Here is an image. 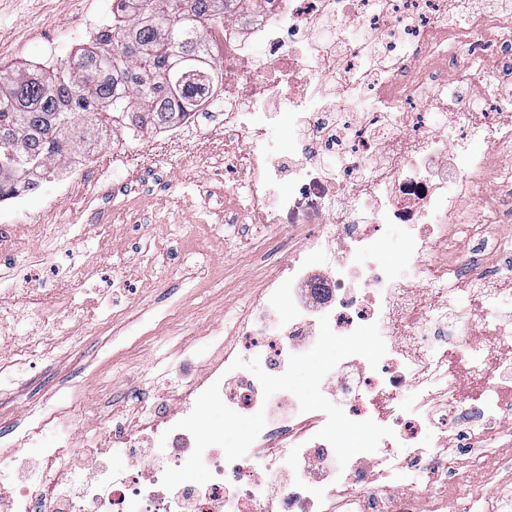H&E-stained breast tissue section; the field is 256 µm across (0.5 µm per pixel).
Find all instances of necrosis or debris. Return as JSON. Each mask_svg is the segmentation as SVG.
Masks as SVG:
<instances>
[{
	"label": "necrosis or debris",
	"instance_id": "obj_1",
	"mask_svg": "<svg viewBox=\"0 0 512 512\" xmlns=\"http://www.w3.org/2000/svg\"><path fill=\"white\" fill-rule=\"evenodd\" d=\"M475 2L261 0L217 27L221 78L205 92L206 118L162 134L193 141L202 155L223 136L224 170L241 176L228 186L225 223H283L310 250L270 276L273 296L255 301L232 329L234 343L217 346L207 377L182 382L177 398L187 406L203 393L226 416L287 425L228 451L189 413L141 402L108 434L131 464L86 473L73 465L81 448L65 439L44 449L37 468L12 441L0 452V497L13 512H446L456 496L469 497L473 512H512L511 497L485 488L512 461V251L495 233L512 222V168L496 159L512 145V0L488 10ZM490 57L496 68L480 71ZM281 122L285 162L270 134ZM138 153L130 143L105 163L77 157L62 186L99 181ZM397 224L408 244L401 271L375 257ZM465 229L470 246L461 252ZM10 248L0 232V329L16 321L6 298L20 293L41 307L30 333L0 344V390L48 351L42 325L51 314L75 315L58 295L91 275L69 250L43 293ZM488 250L503 254L490 270ZM336 253L340 261L315 276L318 257ZM281 292L292 300L284 313L274 299ZM369 329L385 343L323 368L320 389L341 407L311 414L299 392L269 396L315 340ZM240 341L267 360L268 378L238 373ZM340 419L381 456L346 459ZM258 456L287 464L291 478L262 483ZM408 469L424 471V482L398 485ZM176 470L190 481L174 482Z\"/></svg>",
	"mask_w": 512,
	"mask_h": 512
}]
</instances>
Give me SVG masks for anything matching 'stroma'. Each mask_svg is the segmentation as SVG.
Listing matches in <instances>:
<instances>
[{"label": "stroma", "mask_w": 512, "mask_h": 512, "mask_svg": "<svg viewBox=\"0 0 512 512\" xmlns=\"http://www.w3.org/2000/svg\"><path fill=\"white\" fill-rule=\"evenodd\" d=\"M111 18L112 0H0V66L39 63L47 43L58 59L86 44L77 20ZM152 137H145L144 156L125 170L109 174L111 196L87 183L71 194L57 180L40 184L26 196L25 211L15 213L12 247L18 258L37 255L42 237L32 220L58 224H91L105 216L115 242L111 253H98L91 238L75 247L96 266L94 290L70 295L80 318L46 327L62 347L51 360H32L16 376L13 393H0V433L22 434L43 401L57 407L80 398L84 415L74 438L106 432L112 412L125 409L137 389L163 393L177 388L181 373H200L215 338H227L235 318L263 294L265 269L249 252L254 234L245 224L224 221V165L204 162L186 152L151 161ZM208 267L209 279L190 281V271ZM124 288H112V279ZM111 289L114 314L101 323L94 303L97 290ZM375 332L344 336L313 349L288 373V384L302 394L310 410L329 401L315 390L317 373L330 359L357 347L378 343ZM190 413L194 424L224 436L225 449L236 448L247 433L262 434L259 416L226 417L205 394H197Z\"/></svg>", "instance_id": "35a3bbf8"}]
</instances>
